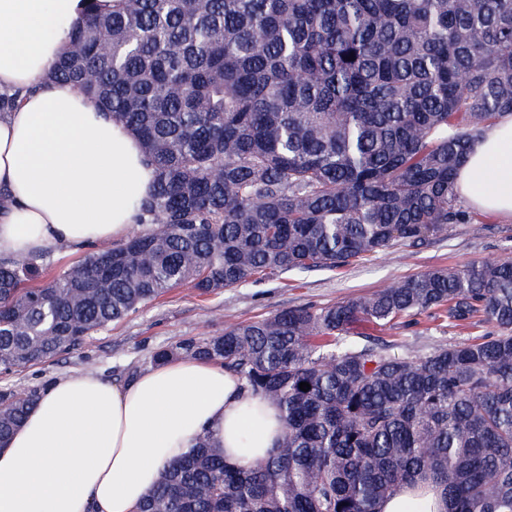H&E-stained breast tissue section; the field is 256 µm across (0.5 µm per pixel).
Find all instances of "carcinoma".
<instances>
[{
	"label": "carcinoma",
	"instance_id": "obj_1",
	"mask_svg": "<svg viewBox=\"0 0 512 512\" xmlns=\"http://www.w3.org/2000/svg\"><path fill=\"white\" fill-rule=\"evenodd\" d=\"M50 78L129 128L153 188L143 228L42 286L35 259L0 258L1 374L185 284L207 295L481 230L455 175L512 113V0H89ZM441 307L496 332L396 354L359 331ZM179 355L278 405L283 435L248 467L199 441L139 512H379L420 482L448 512H512L511 259L177 339L153 362ZM40 394L0 390V444Z\"/></svg>",
	"mask_w": 512,
	"mask_h": 512
}]
</instances>
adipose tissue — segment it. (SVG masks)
<instances>
[{"label":"adipose tissue","instance_id":"obj_1","mask_svg":"<svg viewBox=\"0 0 512 512\" xmlns=\"http://www.w3.org/2000/svg\"><path fill=\"white\" fill-rule=\"evenodd\" d=\"M82 0H0V255L23 258L128 237L152 189L139 140L48 73ZM456 190L512 217V115L476 138ZM283 434L271 401L218 363L173 358L119 385L56 378L0 448V512H137L164 467L200 439L229 462L266 458ZM441 490L400 486L381 512H446Z\"/></svg>","mask_w":512,"mask_h":512}]
</instances>
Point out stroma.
<instances>
[{"label": "stroma", "instance_id": "1", "mask_svg": "<svg viewBox=\"0 0 512 512\" xmlns=\"http://www.w3.org/2000/svg\"><path fill=\"white\" fill-rule=\"evenodd\" d=\"M483 218L482 232H474L469 224H453L446 236L425 247H399L337 271L273 277L211 295L198 294L186 286L174 289L92 336L79 350L0 374V387H41L64 372L88 369L122 383L152 366L153 353L178 337L202 340L223 333L225 326L258 320L288 307H323L366 296L434 268L512 259V219L488 212ZM469 336V331L455 327L446 318L427 315L397 320L380 334L399 353L426 352Z\"/></svg>", "mask_w": 512, "mask_h": 512}]
</instances>
